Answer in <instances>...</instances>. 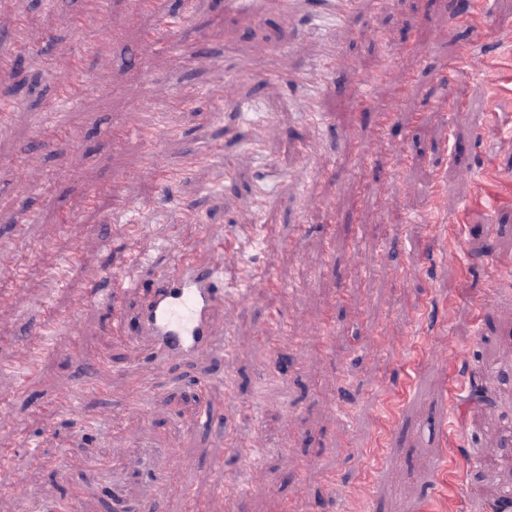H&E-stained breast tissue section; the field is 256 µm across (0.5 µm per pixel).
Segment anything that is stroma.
<instances>
[{"mask_svg":"<svg viewBox=\"0 0 512 512\" xmlns=\"http://www.w3.org/2000/svg\"><path fill=\"white\" fill-rule=\"evenodd\" d=\"M480 2L489 37L477 44L470 25L449 28L451 0H362L347 26L316 5L287 23L275 0L244 10L192 0L180 44L148 53V18L129 0H111L103 20L85 16L83 0H13L0 14L7 46L30 13L40 22L28 39L49 30L57 41L0 77V99L15 105L0 127V512L70 497L76 512H107L99 463L129 469L154 445L182 467L160 512H188L192 500L203 512H336L337 487L349 512H478L512 482V310L485 298L493 277L512 291V0ZM327 40L339 56L312 121L302 88L259 76L317 73ZM465 51L483 66L459 65ZM384 57L390 80L358 108ZM78 60L90 88L59 111L53 76ZM189 90L194 102L165 112L155 144L134 133L136 104ZM47 112L66 135L41 148ZM382 136L388 151L357 158ZM305 143L316 149L306 160ZM201 144L214 158L175 186L144 161L154 150L175 163ZM28 145L23 171L15 157ZM96 190L129 212L89 206ZM187 208L199 223H184ZM27 211L36 223H22ZM75 253L82 263L56 283L50 269ZM219 259L225 287L247 263L277 286L216 308L215 357L157 369L133 333L149 288L179 262ZM61 315L48 357L27 369L36 330ZM327 322V347L299 346ZM447 348L453 358L438 359ZM100 355L110 368L89 381ZM475 381L491 410L469 404ZM136 382L151 388L142 418L127 409ZM66 394L104 414V440L78 427ZM240 438L257 442L253 463L237 454ZM248 481L254 491L236 501L235 484Z\"/></svg>","mask_w":512,"mask_h":512,"instance_id":"1","label":"stroma"}]
</instances>
